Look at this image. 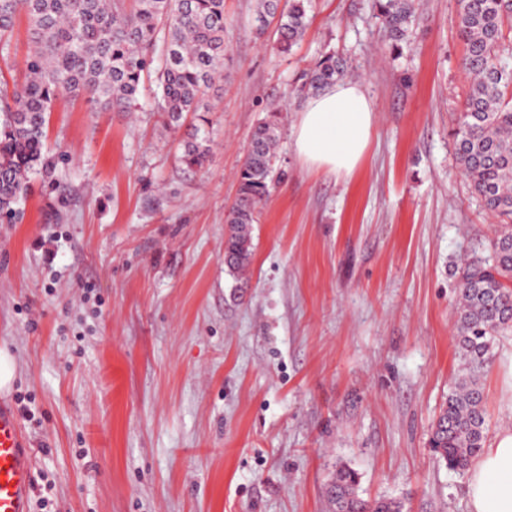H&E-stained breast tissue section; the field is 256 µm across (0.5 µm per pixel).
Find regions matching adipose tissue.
I'll return each instance as SVG.
<instances>
[{
    "instance_id": "ef3b65f1",
    "label": "adipose tissue",
    "mask_w": 512,
    "mask_h": 512,
    "mask_svg": "<svg viewBox=\"0 0 512 512\" xmlns=\"http://www.w3.org/2000/svg\"><path fill=\"white\" fill-rule=\"evenodd\" d=\"M375 127V107L356 82L331 85L309 97L293 129L303 163L351 177ZM467 512H512V425L500 427L467 471Z\"/></svg>"
}]
</instances>
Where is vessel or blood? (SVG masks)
<instances>
[{
    "instance_id": "b4317fda",
    "label": "vessel or blood",
    "mask_w": 512,
    "mask_h": 512,
    "mask_svg": "<svg viewBox=\"0 0 512 512\" xmlns=\"http://www.w3.org/2000/svg\"><path fill=\"white\" fill-rule=\"evenodd\" d=\"M32 488L31 453L18 416L13 408L0 404V512H29Z\"/></svg>"
}]
</instances>
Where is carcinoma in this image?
<instances>
[{"label":"carcinoma","instance_id":"cac0c4a2","mask_svg":"<svg viewBox=\"0 0 512 512\" xmlns=\"http://www.w3.org/2000/svg\"><path fill=\"white\" fill-rule=\"evenodd\" d=\"M462 71L469 94L453 138L459 170L484 209L498 221L489 254L463 263L458 288L455 346L462 374L431 425L429 444L449 469L465 471L487 445L482 376L499 336L512 333V0H457ZM310 0H255L249 24L257 38L273 33L289 51L308 28ZM378 18L393 48L417 19L418 0H377ZM28 21L30 50L23 79L0 89V216L11 219L32 175L48 177L47 117L63 94L106 110L129 112L155 72L154 112L169 128L201 113L182 141L181 161L204 166L209 153L206 113L224 77L227 16L224 0H0V57L9 50L20 17ZM347 76L329 54L301 75L297 91L313 96ZM281 109H269L251 136L229 208L224 267L241 274L252 255L250 226L269 194ZM358 473L339 465L325 494L330 512H403L391 497L366 500Z\"/></svg>","mask_w":512,"mask_h":512}]
</instances>
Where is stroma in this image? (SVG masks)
<instances>
[{"label":"stroma","instance_id":"obj_1","mask_svg":"<svg viewBox=\"0 0 512 512\" xmlns=\"http://www.w3.org/2000/svg\"><path fill=\"white\" fill-rule=\"evenodd\" d=\"M234 27L203 169L154 114L60 95L45 129L55 181L32 176L0 221V349L27 407L31 512H329L336 465L363 498L466 512L464 474L430 426L460 366V260L496 223L454 159L468 83L456 0H419L393 51L374 0H312L287 53ZM348 63L377 121L349 178L308 169L293 126L301 73ZM280 105L275 174L241 279L225 216L251 134ZM491 430L512 424V336L484 372Z\"/></svg>","mask_w":512,"mask_h":512}]
</instances>
